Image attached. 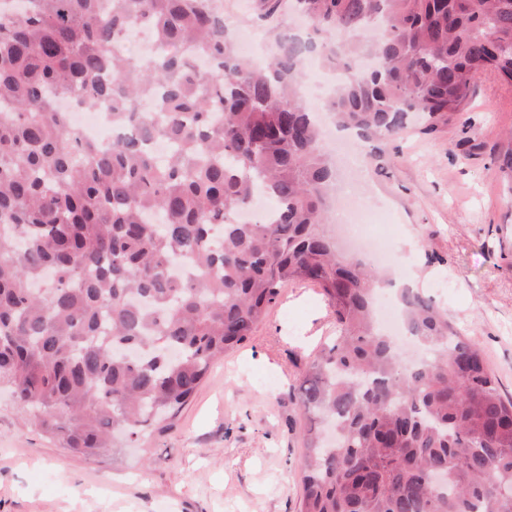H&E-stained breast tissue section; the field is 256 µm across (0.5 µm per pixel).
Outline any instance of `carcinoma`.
<instances>
[{
    "instance_id": "1",
    "label": "carcinoma",
    "mask_w": 512,
    "mask_h": 512,
    "mask_svg": "<svg viewBox=\"0 0 512 512\" xmlns=\"http://www.w3.org/2000/svg\"><path fill=\"white\" fill-rule=\"evenodd\" d=\"M294 2L311 32L277 34L255 66L212 0H0V382L73 453L132 446L282 288L311 283L336 337L299 377L298 512H512V397L419 288L396 298L429 357L407 366L379 333L372 297L390 279L330 229L336 168L300 90L316 55L347 71L324 109L361 141L415 113L434 123L475 73L512 82V0ZM134 25L147 59L122 54ZM62 99L109 104L126 132L99 148ZM258 186L276 208L241 223Z\"/></svg>"
}]
</instances>
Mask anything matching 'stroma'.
<instances>
[{
	"instance_id": "1",
	"label": "stroma",
	"mask_w": 512,
	"mask_h": 512,
	"mask_svg": "<svg viewBox=\"0 0 512 512\" xmlns=\"http://www.w3.org/2000/svg\"><path fill=\"white\" fill-rule=\"evenodd\" d=\"M224 0V16L258 35L262 63L274 27L301 29L288 9ZM512 129V83L478 72L461 114L413 119L349 177L363 220L383 225L400 276L479 343L512 396V189L499 156ZM416 249L403 246L406 234ZM332 309L308 283L283 288L252 339L217 362L194 399L130 448L74 455L26 422L0 388V512H297L301 431L298 375L325 337Z\"/></svg>"
}]
</instances>
